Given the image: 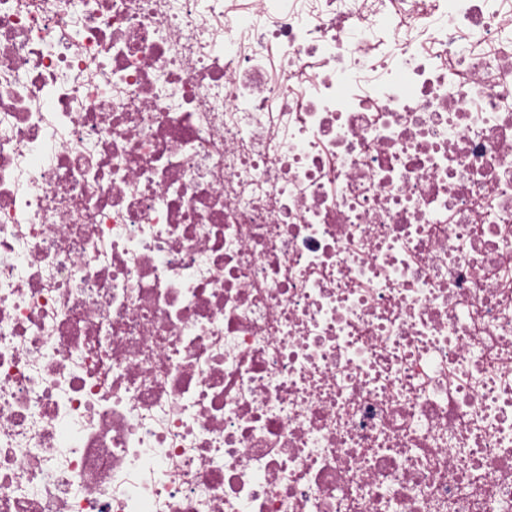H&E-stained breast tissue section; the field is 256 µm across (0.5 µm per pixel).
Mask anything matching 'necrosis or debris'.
Returning <instances> with one entry per match:
<instances>
[{
	"instance_id": "obj_1",
	"label": "necrosis or debris",
	"mask_w": 512,
	"mask_h": 512,
	"mask_svg": "<svg viewBox=\"0 0 512 512\" xmlns=\"http://www.w3.org/2000/svg\"><path fill=\"white\" fill-rule=\"evenodd\" d=\"M0 512H512V0H0Z\"/></svg>"
}]
</instances>
